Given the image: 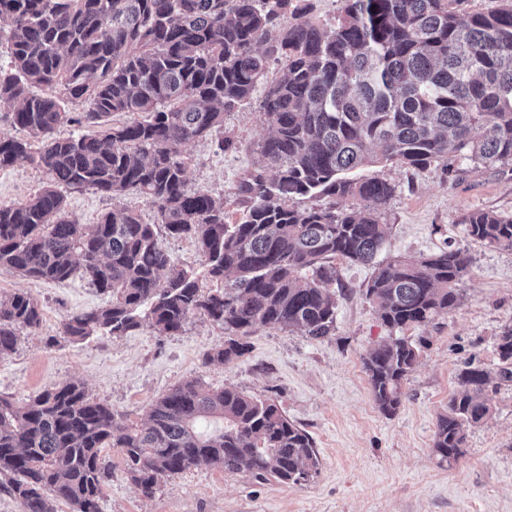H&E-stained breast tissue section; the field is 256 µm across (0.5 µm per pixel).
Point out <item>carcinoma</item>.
<instances>
[{"mask_svg":"<svg viewBox=\"0 0 512 512\" xmlns=\"http://www.w3.org/2000/svg\"><path fill=\"white\" fill-rule=\"evenodd\" d=\"M341 2L324 27L307 0H0L10 55L0 107L26 132L0 137V169L24 159L45 176L28 200L0 203V270L62 282L80 269L112 298L64 317L63 335L80 342L144 326L174 334L203 316L227 332L210 363L244 356L245 338L265 326L325 337L336 328L331 261L374 262L384 242L378 210L396 191L353 171L379 160L446 171L456 161L512 163V0L488 13L463 11L464 0ZM272 62L281 75L260 105L270 130L262 165L239 177L243 216L231 224L224 198L188 185L184 147L210 137L218 154L235 149L222 135L224 113L251 99ZM73 102L87 104L83 118L66 110ZM120 114L127 119L114 122ZM81 122L83 131L58 134ZM63 188L146 196L155 221L114 207L79 224ZM316 196L329 205H298ZM459 223L472 240L512 251V217L474 210ZM162 234L194 238L200 267L171 265ZM469 264L450 246L376 264L366 296L391 335L363 365L381 413H397L419 358L400 332L456 309ZM42 320L30 293L0 299V357ZM497 353L498 379L512 383V326ZM489 386L483 367L460 374L437 420L440 460L464 455L467 430L490 414ZM211 420L222 427L200 429ZM104 448L121 449L124 473L146 497L159 476L201 462L284 484L318 466L311 437L275 402L198 379L155 401L140 425L77 381L22 405L0 397V474L17 476L10 493L20 512H55L57 502L99 512L112 480Z\"/></svg>","mask_w":512,"mask_h":512,"instance_id":"cac0c4a2","label":"carcinoma"}]
</instances>
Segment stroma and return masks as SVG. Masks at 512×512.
<instances>
[{
  "label": "stroma",
  "mask_w": 512,
  "mask_h": 512,
  "mask_svg": "<svg viewBox=\"0 0 512 512\" xmlns=\"http://www.w3.org/2000/svg\"><path fill=\"white\" fill-rule=\"evenodd\" d=\"M278 72V65H271L252 98L225 114L224 132L235 139V150L215 153L207 140L185 148L190 187L223 197L233 220L239 216L236 183L258 164V145L269 134L259 105ZM360 173L396 186L381 209L386 241L377 261L416 259L448 241L470 259L461 305L408 329L423 346L403 382L402 405L391 417L375 406L363 366L367 351L389 334L364 294L370 265L335 260L333 335L314 339L297 329L263 327L250 336L249 353L225 365L206 363L207 353L223 346L225 334L200 316L175 334L144 327L73 342L61 332L64 317L104 307L109 295L80 273L56 283L0 271V297L25 290L44 310L41 325L22 330L16 350L0 358V397L20 404L78 380L91 398L140 423L156 399L198 378L214 390L230 387L274 400L313 440L318 466L301 484L259 480L202 463L160 477L149 498L126 478L120 449H104L112 480L99 501L100 512H512V384L491 394V414L468 429L457 463L439 462L432 448L438 416L458 390L461 371L471 363L495 370L497 338L512 326V252L473 242L458 222L472 210L512 216V164L447 173L434 166L380 162ZM44 180L24 160L0 169V203L27 200ZM65 197L70 217L81 224L96 223L115 206L135 208L149 223L155 217L152 202L137 194L109 199L69 191Z\"/></svg>",
  "instance_id": "35a3bbf8"
}]
</instances>
